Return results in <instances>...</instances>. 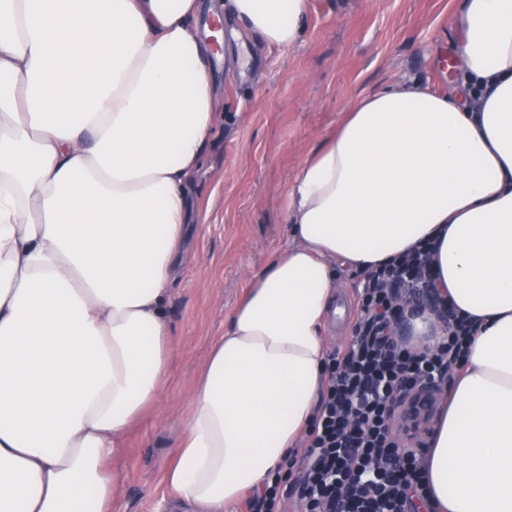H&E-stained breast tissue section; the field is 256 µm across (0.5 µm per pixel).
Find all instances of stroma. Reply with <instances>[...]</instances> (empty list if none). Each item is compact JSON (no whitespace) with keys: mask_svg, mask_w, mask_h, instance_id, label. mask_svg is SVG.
Segmentation results:
<instances>
[{"mask_svg":"<svg viewBox=\"0 0 512 512\" xmlns=\"http://www.w3.org/2000/svg\"><path fill=\"white\" fill-rule=\"evenodd\" d=\"M456 0H311L306 35L291 48L257 36L215 61L220 117L193 196L203 221L168 304L172 355L157 409L127 432L114 468L123 492L112 512H167L162 473L181 436L189 394L212 339L288 237V184L361 92L398 75L446 85L440 66L456 41Z\"/></svg>","mask_w":512,"mask_h":512,"instance_id":"obj_1","label":"stroma"}]
</instances>
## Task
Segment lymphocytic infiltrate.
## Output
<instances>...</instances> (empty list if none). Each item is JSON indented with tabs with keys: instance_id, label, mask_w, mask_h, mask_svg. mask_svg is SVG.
Returning <instances> with one entry per match:
<instances>
[{
	"instance_id": "lymphocytic-infiltrate-1",
	"label": "lymphocytic infiltrate",
	"mask_w": 512,
	"mask_h": 512,
	"mask_svg": "<svg viewBox=\"0 0 512 512\" xmlns=\"http://www.w3.org/2000/svg\"><path fill=\"white\" fill-rule=\"evenodd\" d=\"M445 318L448 336L433 353L404 342L398 323L422 314ZM470 327L439 296L430 248H413L365 277L354 339L329 354L327 382L295 467L298 512H417L422 452L399 436L395 419L409 385L453 377Z\"/></svg>"
}]
</instances>
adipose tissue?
Listing matches in <instances>:
<instances>
[{
    "label": "adipose tissue",
    "mask_w": 512,
    "mask_h": 512,
    "mask_svg": "<svg viewBox=\"0 0 512 512\" xmlns=\"http://www.w3.org/2000/svg\"><path fill=\"white\" fill-rule=\"evenodd\" d=\"M201 0H0V512H112L155 405L190 186L217 118ZM309 0H224L265 44ZM444 90L360 94L288 186V240L215 338L164 474L231 512L308 430L343 282L431 242L472 320L424 456L427 512H512V0H458Z\"/></svg>",
    "instance_id": "obj_1"
}]
</instances>
